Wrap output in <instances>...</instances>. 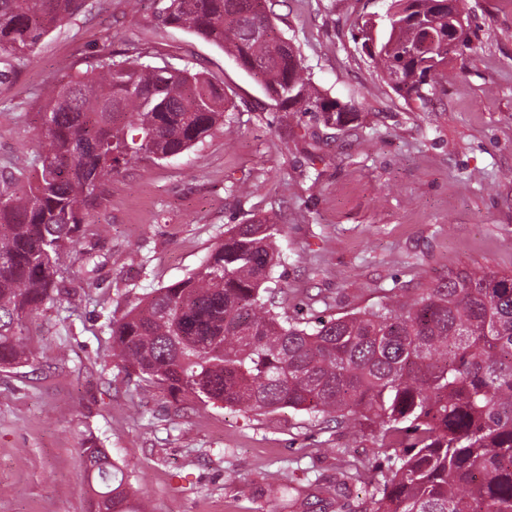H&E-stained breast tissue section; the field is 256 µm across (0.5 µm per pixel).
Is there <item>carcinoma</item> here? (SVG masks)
<instances>
[{
  "mask_svg": "<svg viewBox=\"0 0 512 512\" xmlns=\"http://www.w3.org/2000/svg\"><path fill=\"white\" fill-rule=\"evenodd\" d=\"M85 0H0V56L20 66ZM439 0H392L387 25L361 18L354 38L401 96L435 94L453 49ZM164 23L217 46L260 79L283 112L341 129L353 108L323 97L294 45L274 35L267 0H169ZM224 86L200 72L103 49L48 92L32 181L0 180V368L33 361L28 323L62 302L61 265L82 224L131 159L163 160L224 127ZM283 225L235 224L187 277L108 322L117 366L149 387L245 412L290 408L370 431L399 462L375 485L370 512H512V274L458 270L310 328L280 310L272 272ZM94 512H142L121 465L77 449Z\"/></svg>",
  "mask_w": 512,
  "mask_h": 512,
  "instance_id": "1",
  "label": "carcinoma"
}]
</instances>
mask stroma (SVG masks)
Masks as SVG:
<instances>
[{"label":"stroma","mask_w":512,"mask_h":512,"mask_svg":"<svg viewBox=\"0 0 512 512\" xmlns=\"http://www.w3.org/2000/svg\"><path fill=\"white\" fill-rule=\"evenodd\" d=\"M391 0H278L315 87L354 107L339 131L282 112L222 50L165 24L164 0H88L26 65L0 59V174L34 177L41 93L103 48L223 83L230 130L156 163L131 160L65 261L62 304L28 325L29 365L0 372V512H87L77 449L95 440L153 512H369L350 478L384 457L370 435L288 408L176 409L117 367L106 328L153 289L186 277L228 225L274 213L277 267L297 318L339 317L468 268L512 273V0H464L474 35L428 106L398 95L352 38ZM346 479L325 505L304 497ZM300 500L275 498L279 484Z\"/></svg>","instance_id":"35a3bbf8"}]
</instances>
